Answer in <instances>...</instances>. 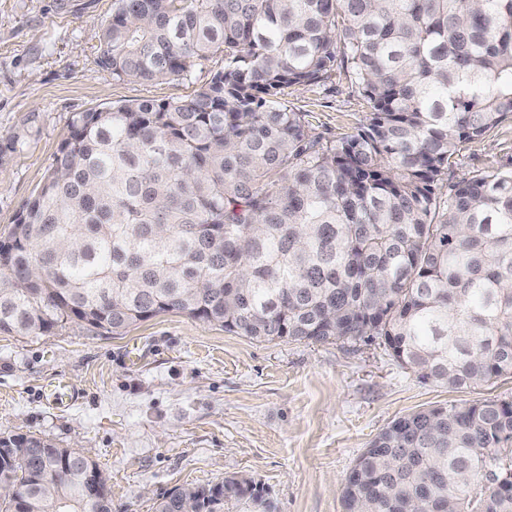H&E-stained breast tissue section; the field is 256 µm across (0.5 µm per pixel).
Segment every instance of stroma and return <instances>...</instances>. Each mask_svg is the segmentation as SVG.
Listing matches in <instances>:
<instances>
[{
	"label": "stroma",
	"instance_id": "stroma-1",
	"mask_svg": "<svg viewBox=\"0 0 512 512\" xmlns=\"http://www.w3.org/2000/svg\"><path fill=\"white\" fill-rule=\"evenodd\" d=\"M112 0H0V236L40 189L71 117L171 100L204 84L115 79L99 58ZM312 133H357L369 106L345 74L283 91ZM512 166V120L459 145L445 183ZM80 389L67 407L43 386ZM512 396V378L451 388L419 378L378 343L258 342L175 310L112 332L76 319L40 336L0 333V435L78 448L98 463L112 512H153L173 491L245 479L257 499L224 512H344L341 488L370 441L431 407Z\"/></svg>",
	"mask_w": 512,
	"mask_h": 512
}]
</instances>
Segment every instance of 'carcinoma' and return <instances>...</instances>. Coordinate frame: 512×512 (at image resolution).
Here are the masks:
<instances>
[{
  "mask_svg": "<svg viewBox=\"0 0 512 512\" xmlns=\"http://www.w3.org/2000/svg\"><path fill=\"white\" fill-rule=\"evenodd\" d=\"M192 94L78 112L0 256V331L118 332L159 310L262 341H377L450 387L512 377V169L436 186L457 146L512 120V0H112V77ZM343 67L369 104L324 141L281 102ZM0 436V512H112L96 463ZM224 498L253 495L235 477ZM213 487L181 490L212 510ZM345 512H512V399L390 424Z\"/></svg>",
  "mask_w": 512,
  "mask_h": 512,
  "instance_id": "1",
  "label": "carcinoma"
}]
</instances>
